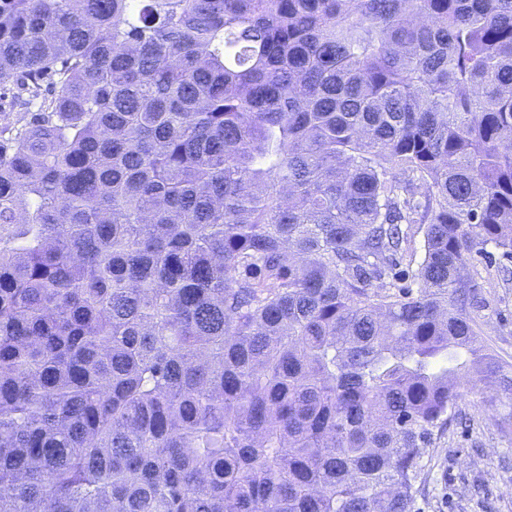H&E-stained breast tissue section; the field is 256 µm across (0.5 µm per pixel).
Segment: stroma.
<instances>
[{
	"instance_id": "35a3bbf8",
	"label": "stroma",
	"mask_w": 512,
	"mask_h": 512,
	"mask_svg": "<svg viewBox=\"0 0 512 512\" xmlns=\"http://www.w3.org/2000/svg\"><path fill=\"white\" fill-rule=\"evenodd\" d=\"M468 274L478 285L470 315L495 354L512 363V259L490 249ZM473 390L454 407L455 420L423 457L411 512H512V434L499 422L508 407L488 406Z\"/></svg>"
}]
</instances>
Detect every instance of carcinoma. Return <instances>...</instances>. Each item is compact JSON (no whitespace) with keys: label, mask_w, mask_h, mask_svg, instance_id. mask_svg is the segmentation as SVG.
I'll use <instances>...</instances> for the list:
<instances>
[{"label":"carcinoma","mask_w":512,"mask_h":512,"mask_svg":"<svg viewBox=\"0 0 512 512\" xmlns=\"http://www.w3.org/2000/svg\"><path fill=\"white\" fill-rule=\"evenodd\" d=\"M10 83L0 512H411L512 399V0H0ZM486 250L491 259L477 256L468 267V276L478 284L477 298L468 311L494 353L512 364V259L503 258L492 245Z\"/></svg>","instance_id":"obj_1"}]
</instances>
